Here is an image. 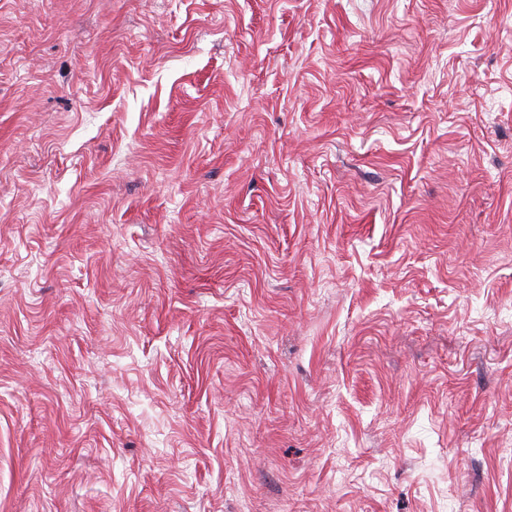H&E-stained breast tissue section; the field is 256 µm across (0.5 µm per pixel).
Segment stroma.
Wrapping results in <instances>:
<instances>
[{
    "label": "stroma",
    "instance_id": "35a3bbf8",
    "mask_svg": "<svg viewBox=\"0 0 512 512\" xmlns=\"http://www.w3.org/2000/svg\"><path fill=\"white\" fill-rule=\"evenodd\" d=\"M0 512H512V0H0Z\"/></svg>",
    "mask_w": 512,
    "mask_h": 512
}]
</instances>
